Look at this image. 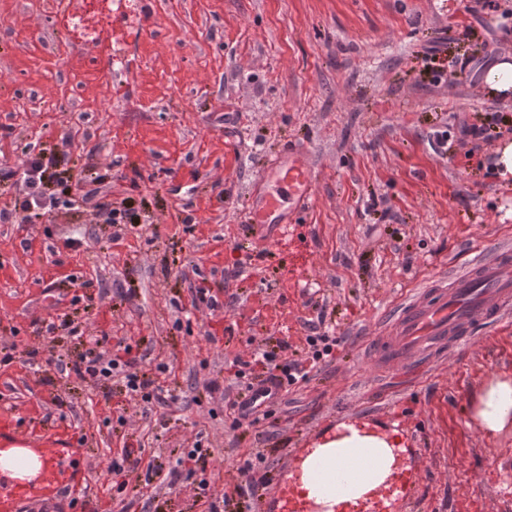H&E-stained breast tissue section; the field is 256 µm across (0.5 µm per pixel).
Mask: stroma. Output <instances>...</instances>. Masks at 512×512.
<instances>
[{
	"instance_id": "35a3bbf8",
	"label": "stroma",
	"mask_w": 512,
	"mask_h": 512,
	"mask_svg": "<svg viewBox=\"0 0 512 512\" xmlns=\"http://www.w3.org/2000/svg\"><path fill=\"white\" fill-rule=\"evenodd\" d=\"M151 8L153 33L113 42L124 67L111 73L95 46H72L59 0H0V168L28 151L107 164L103 192L130 207L121 226L63 207L0 220V351L13 355L0 362V424L34 446H78L84 478L57 505L208 512L195 480L155 488L133 475L121 489L108 470L135 448L166 472L199 442L218 512H255L240 467L281 475L342 419L397 429L415 449L420 486L401 512H512V428L489 437L469 417L493 376L512 375V311L414 375L365 360L407 295L512 246V175L498 167L512 97L482 85L512 57V0ZM466 123L481 138L463 137ZM290 144L310 151L313 205L266 242L246 228L249 189ZM317 318L334 357L282 390L271 417L231 429L246 393L234 361L283 340L282 360L304 358ZM102 337L143 355L166 403L61 371Z\"/></svg>"
}]
</instances>
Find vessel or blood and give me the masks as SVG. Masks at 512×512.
Instances as JSON below:
<instances>
[{"label": "vessel or blood", "instance_id": "b4317fda", "mask_svg": "<svg viewBox=\"0 0 512 512\" xmlns=\"http://www.w3.org/2000/svg\"><path fill=\"white\" fill-rule=\"evenodd\" d=\"M113 28L131 39L142 38L150 19L142 7L128 0H113ZM312 174L306 153L288 145L270 156L250 189L247 224L253 234L270 240L297 228L312 202ZM512 309V255L501 250L474 262L449 286L416 292L401 302L367 352L378 368L401 366L431 358L467 341L476 326L497 322ZM41 480L19 492L0 481V512H21L22 505H37L56 497L63 485L75 481L80 470L77 448L57 444ZM407 451L395 449V466L387 481L366 491L352 512H397L400 500L412 498L419 485ZM268 512H326L309 499L296 483L277 480L269 493Z\"/></svg>", "mask_w": 512, "mask_h": 512}]
</instances>
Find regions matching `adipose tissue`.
Returning <instances> with one entry per match:
<instances>
[{
    "label": "adipose tissue",
    "mask_w": 512,
    "mask_h": 512,
    "mask_svg": "<svg viewBox=\"0 0 512 512\" xmlns=\"http://www.w3.org/2000/svg\"><path fill=\"white\" fill-rule=\"evenodd\" d=\"M470 416L490 436L512 426V378H493L471 408ZM395 446L388 435L348 426L341 437L322 442L306 457L302 487L329 510L356 501L391 474ZM47 460L46 454L35 453L21 439L0 451V473L23 485L39 475Z\"/></svg>",
    "instance_id": "ef3b65f1"
}]
</instances>
